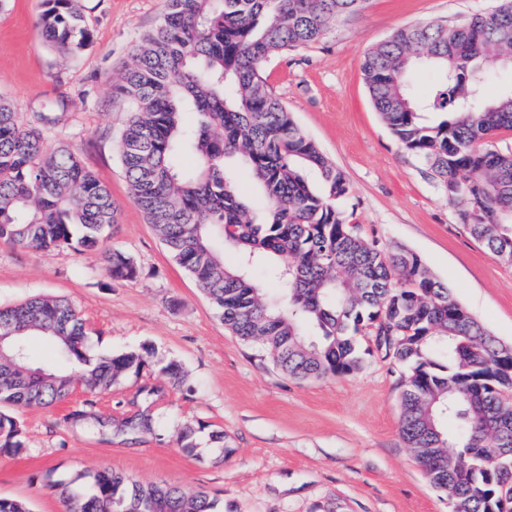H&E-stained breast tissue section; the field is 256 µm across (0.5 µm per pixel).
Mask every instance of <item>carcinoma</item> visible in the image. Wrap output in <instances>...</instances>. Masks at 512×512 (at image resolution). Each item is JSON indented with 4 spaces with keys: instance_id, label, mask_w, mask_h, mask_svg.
Wrapping results in <instances>:
<instances>
[{
    "instance_id": "1",
    "label": "carcinoma",
    "mask_w": 512,
    "mask_h": 512,
    "mask_svg": "<svg viewBox=\"0 0 512 512\" xmlns=\"http://www.w3.org/2000/svg\"><path fill=\"white\" fill-rule=\"evenodd\" d=\"M366 0H166L159 24L115 86L130 105L119 147L131 198L172 259L195 279L224 325L301 380L348 375L371 348L402 368L400 433L429 482L467 512H512V345L494 337L408 250L363 239L336 201L345 174L267 88L269 57L317 41ZM38 24L64 57L90 41L77 0H47ZM437 71L430 94L408 81ZM512 68V0L463 26L435 21L395 32L369 51L362 70L375 110L401 145L446 189L457 216L489 254L512 263V150L492 144L512 130V86L491 96L487 73ZM245 170L264 198L255 213L237 184ZM117 208L64 147L24 126L0 98V240L36 249H93ZM236 253L224 260L215 242ZM266 266L284 285L266 296L251 277ZM108 271L133 279L134 260L109 251ZM24 329L3 343L0 405L66 400L73 373L93 398L140 370L149 347L94 359L86 328L66 300L31 298L0 308V327ZM160 374L171 388L183 370ZM147 410L116 424L152 433ZM22 429L0 411V452L23 451ZM456 447L451 454L448 448ZM65 512H222L202 490L140 485L98 472L89 486L62 484Z\"/></svg>"
}]
</instances>
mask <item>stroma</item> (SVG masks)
Returning <instances> with one entry per match:
<instances>
[{
	"label": "stroma",
	"instance_id": "stroma-1",
	"mask_svg": "<svg viewBox=\"0 0 512 512\" xmlns=\"http://www.w3.org/2000/svg\"><path fill=\"white\" fill-rule=\"evenodd\" d=\"M164 0H80L91 41L61 58L36 25L45 0H0V97L23 123L44 124L45 146L70 148L104 184L117 221L102 248L40 250L0 240V306L34 296L65 298L89 328L90 355L150 345L154 358L96 397L97 419L119 418L159 367L183 368L178 388L145 401L154 433L129 438L66 416L83 408L82 383L51 407H9L24 450L0 454V496L30 512H64L58 489L112 471L142 484L201 489L224 512H449L400 435L401 370L372 354L350 375L298 380L263 349L244 343L195 280L169 255L133 203L119 157L127 105L113 92ZM497 0H368L316 42L268 58L262 75L297 124L342 170L350 193L339 206L360 235L420 256L492 336L512 344V263L492 258L457 218L431 171L406 151L374 110L362 71L366 53L418 22L466 23ZM138 268L112 278L105 253ZM197 448L176 442L182 426ZM224 434V449L209 441Z\"/></svg>",
	"mask_w": 512,
	"mask_h": 512
}]
</instances>
